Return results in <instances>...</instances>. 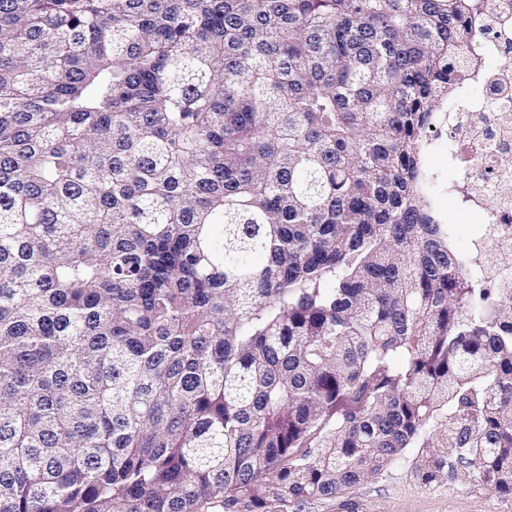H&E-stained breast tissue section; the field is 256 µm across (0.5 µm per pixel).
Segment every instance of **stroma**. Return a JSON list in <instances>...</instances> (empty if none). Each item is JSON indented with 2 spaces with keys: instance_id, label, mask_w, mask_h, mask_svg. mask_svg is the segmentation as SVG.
Wrapping results in <instances>:
<instances>
[{
  "instance_id": "1",
  "label": "stroma",
  "mask_w": 512,
  "mask_h": 512,
  "mask_svg": "<svg viewBox=\"0 0 512 512\" xmlns=\"http://www.w3.org/2000/svg\"><path fill=\"white\" fill-rule=\"evenodd\" d=\"M477 81L465 83L461 93L451 94L439 110L435 130L428 135L426 166L431 181L427 188L434 213L442 223L452 225V244L478 265L492 264L493 257L478 251L483 216L473 210L456 189L455 168L448 161V114L460 94L478 95ZM417 449H405L402 455L374 478L356 487L344 497L309 500L303 512H512V496L490 490L472 477L453 453H446V475L440 482L423 485L415 475Z\"/></svg>"
}]
</instances>
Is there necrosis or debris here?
<instances>
[{
  "label": "necrosis or debris",
  "mask_w": 512,
  "mask_h": 512,
  "mask_svg": "<svg viewBox=\"0 0 512 512\" xmlns=\"http://www.w3.org/2000/svg\"><path fill=\"white\" fill-rule=\"evenodd\" d=\"M477 40L482 47L477 80L483 92L456 103L448 143L463 151L457 188L474 209L484 212L491 228L479 244L497 258V283H512V198L493 201L474 187L476 173L484 170L489 182L512 180V170L487 168L489 161L512 155V67L503 63L512 56V0H487Z\"/></svg>",
  "instance_id": "necrosis-or-debris-1"
}]
</instances>
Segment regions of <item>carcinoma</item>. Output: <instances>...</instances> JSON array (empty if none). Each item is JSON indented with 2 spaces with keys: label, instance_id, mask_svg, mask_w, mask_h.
<instances>
[{
  "label": "carcinoma",
  "instance_id": "cac0c4a2",
  "mask_svg": "<svg viewBox=\"0 0 512 512\" xmlns=\"http://www.w3.org/2000/svg\"><path fill=\"white\" fill-rule=\"evenodd\" d=\"M483 6L0 0V512H288L406 448L512 496V288L424 163Z\"/></svg>",
  "mask_w": 512,
  "mask_h": 512
}]
</instances>
